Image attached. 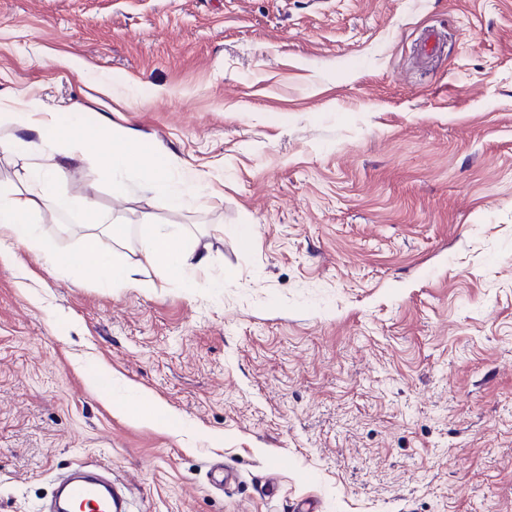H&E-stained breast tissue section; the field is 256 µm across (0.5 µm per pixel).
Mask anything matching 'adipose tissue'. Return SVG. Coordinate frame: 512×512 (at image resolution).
Returning a JSON list of instances; mask_svg holds the SVG:
<instances>
[{
	"label": "adipose tissue",
	"mask_w": 512,
	"mask_h": 512,
	"mask_svg": "<svg viewBox=\"0 0 512 512\" xmlns=\"http://www.w3.org/2000/svg\"><path fill=\"white\" fill-rule=\"evenodd\" d=\"M41 107L36 100L25 99L0 111V122L20 126L38 125L41 149L47 154L44 163L30 162V148L24 143H0V150L15 155L25 172V187L0 181V264L11 265L14 246L46 256L52 268L69 271L73 276H89L103 272L116 288H140L144 282L135 267L122 263L103 252L102 239L123 243L131 228L126 224H106L95 208H86L83 223L87 229L78 252H60L52 239L43 236L33 217L42 206L51 205L58 212L69 211L72 200L60 194L57 186L66 174L64 160H80L92 156L102 142H110L108 165L114 174L134 168L139 172L144 189L172 209L181 208L188 191L197 180L195 172L178 170L174 162L159 153L137 132L122 127H87L70 121L40 120ZM190 235L174 224L148 225L142 250L147 260L166 275L182 277L199 275L208 268L209 255L190 245Z\"/></svg>",
	"instance_id": "adipose-tissue-1"
}]
</instances>
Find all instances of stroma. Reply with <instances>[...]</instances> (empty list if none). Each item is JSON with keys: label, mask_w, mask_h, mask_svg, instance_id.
I'll return each instance as SVG.
<instances>
[{"label": "stroma", "mask_w": 512, "mask_h": 512, "mask_svg": "<svg viewBox=\"0 0 512 512\" xmlns=\"http://www.w3.org/2000/svg\"><path fill=\"white\" fill-rule=\"evenodd\" d=\"M24 97L198 175L175 211L113 185L109 145L67 162L59 251L90 205L210 267L166 281L133 235L147 285L115 288L15 247L0 512L80 464L135 512H512V0H0V105ZM150 397L169 424L126 416Z\"/></svg>", "instance_id": "obj_1"}]
</instances>
